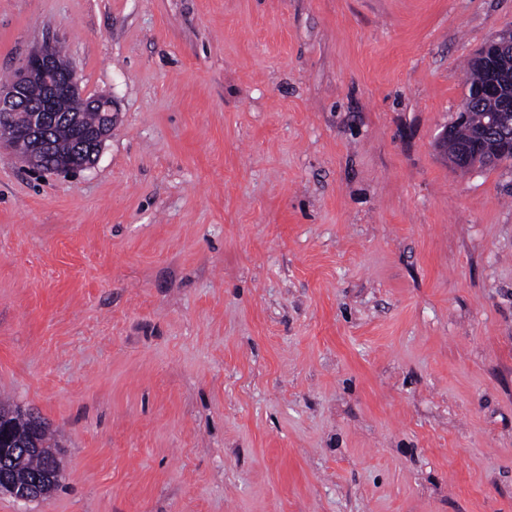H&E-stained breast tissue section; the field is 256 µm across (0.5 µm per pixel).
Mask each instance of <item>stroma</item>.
<instances>
[{
  "instance_id": "1",
  "label": "stroma",
  "mask_w": 512,
  "mask_h": 512,
  "mask_svg": "<svg viewBox=\"0 0 512 512\" xmlns=\"http://www.w3.org/2000/svg\"><path fill=\"white\" fill-rule=\"evenodd\" d=\"M512 0H0L112 97L0 147V396L62 445L0 512H512V162L438 137Z\"/></svg>"
}]
</instances>
